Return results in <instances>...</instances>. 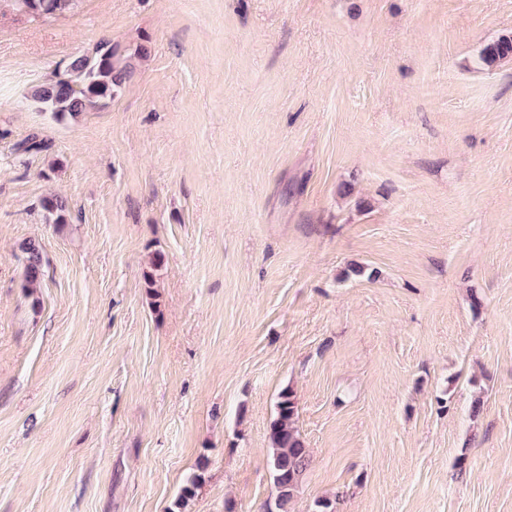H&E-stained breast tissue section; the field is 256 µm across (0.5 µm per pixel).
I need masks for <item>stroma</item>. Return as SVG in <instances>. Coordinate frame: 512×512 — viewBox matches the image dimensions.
Masks as SVG:
<instances>
[{"instance_id":"obj_1","label":"stroma","mask_w":512,"mask_h":512,"mask_svg":"<svg viewBox=\"0 0 512 512\" xmlns=\"http://www.w3.org/2000/svg\"><path fill=\"white\" fill-rule=\"evenodd\" d=\"M510 33L512 0H0V512L195 474L185 512H266L286 388L292 512H512ZM106 38L147 50L111 102L28 101ZM76 0H18L20 8L34 16L61 15L69 11ZM512 58V36L503 35L488 43L480 52V59L486 65ZM26 254L25 264V287L34 288L38 282L42 271V256L39 246L33 241H29L23 247ZM297 406L292 389H283L269 427L268 463L276 491L274 508L288 512L309 462V452L297 426Z\"/></svg>"}]
</instances>
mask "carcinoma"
Segmentation results:
<instances>
[{
    "label": "carcinoma",
    "mask_w": 512,
    "mask_h": 512,
    "mask_svg": "<svg viewBox=\"0 0 512 512\" xmlns=\"http://www.w3.org/2000/svg\"><path fill=\"white\" fill-rule=\"evenodd\" d=\"M18 3L23 11L34 16H54L69 11L75 0H18ZM508 58H512V36L509 35L488 43L480 52L481 61L487 65ZM134 70V56L105 40L93 53L72 60L63 76L35 86L30 98L44 112L74 119L112 101ZM42 207L56 222L66 221V206L58 197L45 198ZM23 250L26 254L25 287L32 288L41 276L42 256L39 246L32 241L26 243ZM297 417L294 392L285 388L278 395L276 414L269 427L268 463L276 491L274 508L278 512H288L310 462Z\"/></svg>",
    "instance_id": "1"
}]
</instances>
